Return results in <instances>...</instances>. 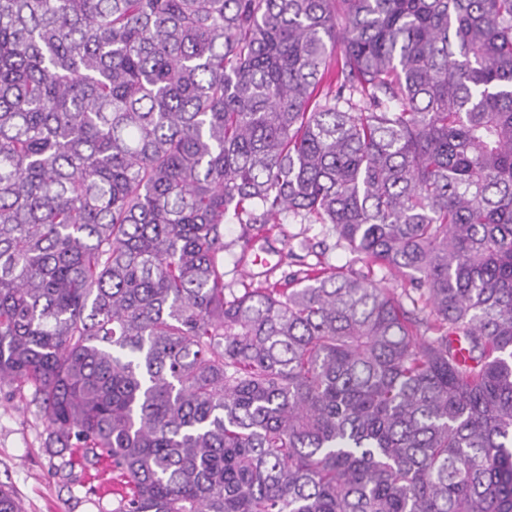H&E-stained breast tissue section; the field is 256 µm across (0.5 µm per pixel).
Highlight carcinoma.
Returning a JSON list of instances; mask_svg holds the SVG:
<instances>
[{"label": "carcinoma", "mask_w": 512, "mask_h": 512, "mask_svg": "<svg viewBox=\"0 0 512 512\" xmlns=\"http://www.w3.org/2000/svg\"><path fill=\"white\" fill-rule=\"evenodd\" d=\"M5 382L112 512H512V0H0ZM281 227L284 233L277 230L263 248V242L255 245L254 251L247 259L240 261L243 242L240 240L242 228L240 224L224 225V241L229 247L224 251V281L243 292L250 283L256 286L258 278L254 273L263 271L265 265L251 266L255 254H260L268 260V266H276L274 279L305 269L306 264L322 266L346 267L352 256L346 250L336 246V235L329 224H308L299 217H281ZM285 235V236H284Z\"/></svg>", "instance_id": "carcinoma-1"}]
</instances>
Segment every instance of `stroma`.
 Returning a JSON list of instances; mask_svg holds the SVG:
<instances>
[{"mask_svg": "<svg viewBox=\"0 0 512 512\" xmlns=\"http://www.w3.org/2000/svg\"><path fill=\"white\" fill-rule=\"evenodd\" d=\"M259 253L283 277L307 264L341 268L351 255L336 244L331 226L310 224L297 217L281 218ZM240 224L225 225L224 280L235 290L253 281L250 261L241 257ZM48 431L30 390L0 385V484L10 487L24 512H112V472L108 465L86 466L80 453L52 452Z\"/></svg>", "mask_w": 512, "mask_h": 512, "instance_id": "35a3bbf8", "label": "stroma"}]
</instances>
